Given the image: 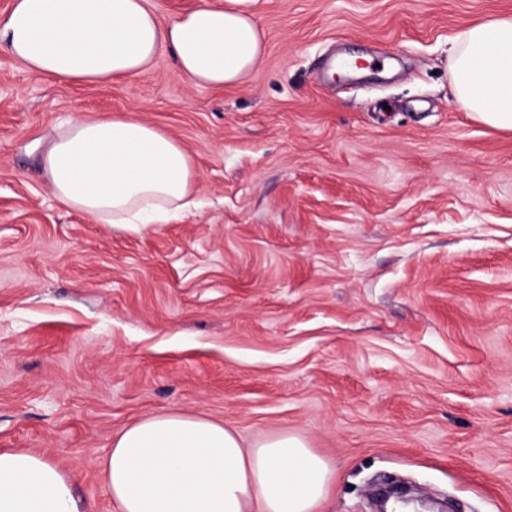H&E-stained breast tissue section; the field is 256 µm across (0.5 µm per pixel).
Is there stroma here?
Here are the masks:
<instances>
[{"mask_svg": "<svg viewBox=\"0 0 512 512\" xmlns=\"http://www.w3.org/2000/svg\"><path fill=\"white\" fill-rule=\"evenodd\" d=\"M512 0H260L265 54L192 86L61 83L0 53V451L47 457L83 512L164 413L305 439L322 512L397 479L512 512V132L455 104L453 40ZM133 113L188 150L197 209L131 234L61 205L69 121Z\"/></svg>", "mask_w": 512, "mask_h": 512, "instance_id": "obj_1", "label": "stroma"}]
</instances>
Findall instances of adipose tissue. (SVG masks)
I'll return each mask as SVG.
<instances>
[{"label": "adipose tissue", "mask_w": 512, "mask_h": 512, "mask_svg": "<svg viewBox=\"0 0 512 512\" xmlns=\"http://www.w3.org/2000/svg\"><path fill=\"white\" fill-rule=\"evenodd\" d=\"M258 0L204 4L162 19L152 0H12L0 51L25 70L73 83L131 80L170 53L196 87L239 82L261 60ZM455 103L512 131V16L462 30L451 59ZM45 171L57 200L139 234L191 203V157L177 140L132 114L68 122ZM101 474L118 512H320L335 469L297 435L244 444L205 417L148 416L117 435ZM0 512H79L56 463L0 451Z\"/></svg>", "instance_id": "obj_1"}]
</instances>
